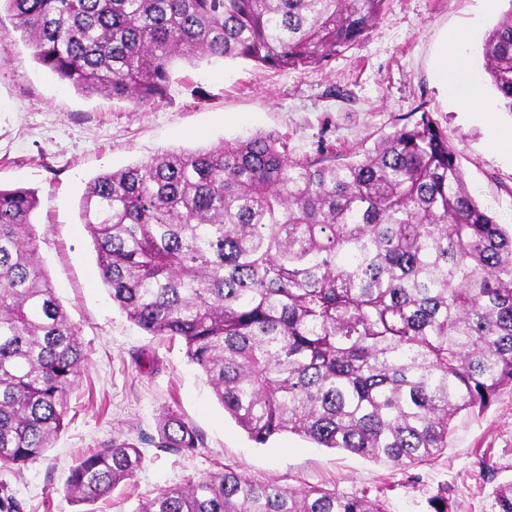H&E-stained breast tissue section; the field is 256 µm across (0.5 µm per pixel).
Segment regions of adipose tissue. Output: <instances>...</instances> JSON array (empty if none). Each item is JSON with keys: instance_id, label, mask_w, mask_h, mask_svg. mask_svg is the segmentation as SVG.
<instances>
[{"instance_id": "obj_1", "label": "adipose tissue", "mask_w": 512, "mask_h": 512, "mask_svg": "<svg viewBox=\"0 0 512 512\" xmlns=\"http://www.w3.org/2000/svg\"><path fill=\"white\" fill-rule=\"evenodd\" d=\"M468 33L459 29L450 32L445 38V53L452 56V63L442 64L439 81L448 97L463 111L479 112L490 116L491 108L485 100L480 84L475 76L469 75L463 47Z\"/></svg>"}]
</instances>
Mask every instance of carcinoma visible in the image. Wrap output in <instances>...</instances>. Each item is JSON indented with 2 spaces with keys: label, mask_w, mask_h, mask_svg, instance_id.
I'll list each match as a JSON object with an SVG mask.
<instances>
[{
  "label": "carcinoma",
  "mask_w": 512,
  "mask_h": 512,
  "mask_svg": "<svg viewBox=\"0 0 512 512\" xmlns=\"http://www.w3.org/2000/svg\"><path fill=\"white\" fill-rule=\"evenodd\" d=\"M386 0H0L38 63L87 94L142 108L177 59L319 66L359 41ZM483 69L512 113V7ZM35 194L0 189V464L43 457L88 360L38 254ZM82 220L127 319L182 342L250 440L292 433L409 467L448 447L456 417L512 388V230L482 211L427 112L356 157L293 158L271 134L162 153L94 177ZM202 445L168 413L158 447ZM142 466L132 442L66 479L90 506ZM512 512V481L492 492ZM133 512H385L336 489L224 467Z\"/></svg>",
  "instance_id": "cac0c4a2"
}]
</instances>
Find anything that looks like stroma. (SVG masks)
<instances>
[{
    "label": "stroma",
    "mask_w": 512,
    "mask_h": 512,
    "mask_svg": "<svg viewBox=\"0 0 512 512\" xmlns=\"http://www.w3.org/2000/svg\"><path fill=\"white\" fill-rule=\"evenodd\" d=\"M482 0H386L367 34L322 65L278 71L239 61L174 66L168 97L136 110L88 96L47 73L0 12V187L34 191V232L42 265L79 331L88 361L74 389L69 423L39 460L0 467V485L23 512H76L64 491L70 467L90 448L126 439L144 460L97 512H132L139 500L228 465L293 487L334 488L380 498L385 512H432L448 496L453 512H494L492 491L512 480V390L482 413L460 414L440 456L396 468L286 433L251 441L218 403L179 341L130 322L101 281L81 218L88 182L100 172L166 151L195 152L255 133L288 142L291 156L345 157L430 113L448 133L472 197L498 223L512 225V159L492 153L483 118L445 97L437 74L449 30L470 28V65L481 70L482 43L500 12ZM148 353L154 365L138 370ZM176 413L204 445L189 456L153 444L160 420Z\"/></svg>",
    "instance_id": "stroma-1"
}]
</instances>
